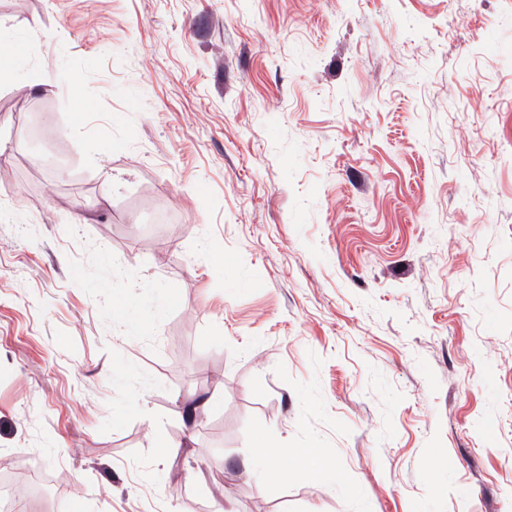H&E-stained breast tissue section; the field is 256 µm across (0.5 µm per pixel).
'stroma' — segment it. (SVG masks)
<instances>
[{
    "label": "stroma",
    "mask_w": 512,
    "mask_h": 512,
    "mask_svg": "<svg viewBox=\"0 0 512 512\" xmlns=\"http://www.w3.org/2000/svg\"><path fill=\"white\" fill-rule=\"evenodd\" d=\"M0 29L22 512H512V0H0ZM259 434L329 467L247 472Z\"/></svg>",
    "instance_id": "35a3bbf8"
}]
</instances>
